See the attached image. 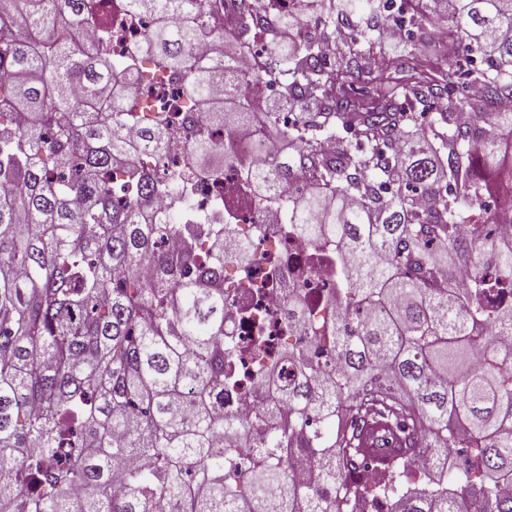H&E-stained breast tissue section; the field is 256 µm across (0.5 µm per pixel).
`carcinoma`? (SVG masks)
Segmentation results:
<instances>
[{
  "label": "carcinoma",
  "mask_w": 512,
  "mask_h": 512,
  "mask_svg": "<svg viewBox=\"0 0 512 512\" xmlns=\"http://www.w3.org/2000/svg\"><path fill=\"white\" fill-rule=\"evenodd\" d=\"M317 23L355 17L360 38L388 26L381 0H320ZM411 27H447L448 40L484 57L481 68L443 71L445 46L432 34L375 57L336 44L345 66L324 68L320 40L288 46L294 17L242 27L284 53L285 70L249 76L190 56L199 0H125L154 26L138 53L118 64L102 46L81 43L85 22L108 27L112 0H0V512H512V351H474L485 336L512 335V238L460 235L459 225L511 224L512 209L484 216L481 203L512 150V111L478 122L512 97V0H406ZM224 82V105L209 84ZM188 77L186 100L208 114L229 142L254 120L245 88L280 86L288 98L315 99L305 121L264 122L296 150L261 170L246 188L284 213L285 232L304 237L325 262L332 288L323 307L348 317L323 333L335 362L313 343L283 349L297 375L281 389L288 417L268 422L255 444L248 488L235 479L234 454L249 424L224 416V386L239 385V352L224 343V225L185 222L180 169L163 176L128 159L113 127L137 116L145 153L173 137L166 113L123 103L126 85ZM447 108L448 132L406 129L403 104ZM371 145L351 152L338 129ZM332 140V154L321 143ZM215 150L200 132L188 164L217 180L224 168L196 159ZM311 189L294 199L283 185L297 172ZM142 194L164 201L151 224ZM180 235L158 249L164 231ZM156 268L144 280V263ZM462 286L431 288L468 271ZM392 304L384 313H368ZM397 388L376 385L379 365ZM349 424L336 422V406ZM375 479L359 471L362 442L376 420ZM313 451L306 480L284 448ZM432 459L412 485L402 451Z\"/></svg>",
  "instance_id": "1"
}]
</instances>
